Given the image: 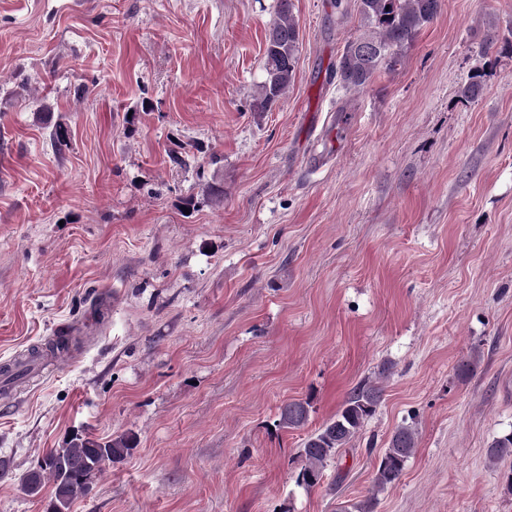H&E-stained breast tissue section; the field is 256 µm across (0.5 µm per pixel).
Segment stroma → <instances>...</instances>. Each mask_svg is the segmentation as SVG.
<instances>
[{"instance_id": "obj_1", "label": "stroma", "mask_w": 512, "mask_h": 512, "mask_svg": "<svg viewBox=\"0 0 512 512\" xmlns=\"http://www.w3.org/2000/svg\"><path fill=\"white\" fill-rule=\"evenodd\" d=\"M346 2L292 0L296 75L256 112L276 0H0V364L79 341L0 403V512H46L21 480L71 435L126 432L68 512H340L402 424L375 512H512V458L486 457L512 431V0H442L356 91L331 76ZM385 365L298 486L308 432ZM382 394L378 382L365 380L349 393L336 415L306 437L302 448L305 465L298 476L299 482L308 487L319 483L327 464L361 433L375 414ZM310 404L307 401H288L280 408L279 425L285 429H300L309 419ZM416 445L417 432L414 427L401 425L392 432L374 473L375 491H383L401 480L406 463L415 453Z\"/></svg>"}]
</instances>
